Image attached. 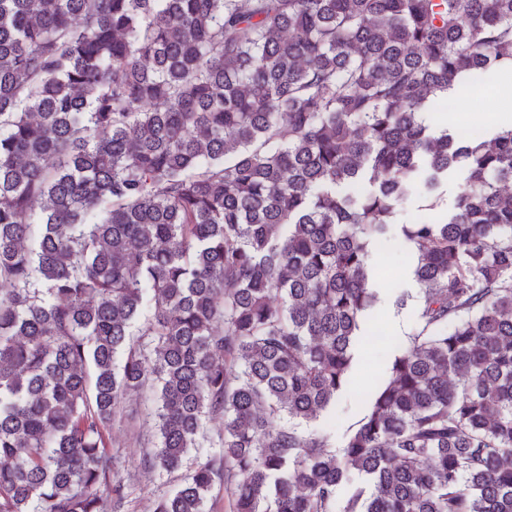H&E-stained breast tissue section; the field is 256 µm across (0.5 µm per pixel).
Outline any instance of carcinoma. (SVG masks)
I'll list each match as a JSON object with an SVG mask.
<instances>
[{
  "instance_id": "carcinoma-1",
  "label": "carcinoma",
  "mask_w": 512,
  "mask_h": 512,
  "mask_svg": "<svg viewBox=\"0 0 512 512\" xmlns=\"http://www.w3.org/2000/svg\"><path fill=\"white\" fill-rule=\"evenodd\" d=\"M491 71L512 0H0V512H121L144 392L152 512H512V124L439 121ZM419 186L415 331L335 448ZM465 173L461 168H455L448 171V178L443 179L436 190L438 194L440 207L437 210L439 214H448L453 210L455 198L460 186L464 182ZM355 389L344 391L336 400V405L317 420L310 422V428L329 435L330 443L340 447L348 432L363 417V399ZM144 412L136 423L116 420L109 431L112 453L121 457V475L133 491L131 502L122 511L149 512L154 496L171 492L180 483L176 475L168 476L158 470L147 472L140 467V458L154 448L153 418Z\"/></svg>"
}]
</instances>
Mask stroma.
Instances as JSON below:
<instances>
[{"label":"stroma","mask_w":512,"mask_h":512,"mask_svg":"<svg viewBox=\"0 0 512 512\" xmlns=\"http://www.w3.org/2000/svg\"><path fill=\"white\" fill-rule=\"evenodd\" d=\"M464 100L467 109L457 112V120L478 128L503 123L492 84L465 95ZM422 200V194L417 193L402 204L395 224L388 226L371 253L378 291L371 322L382 329L386 340L377 346L357 348L353 389L344 391L332 409L311 422V429L328 434L333 446H341L351 428L363 417V392L372 390L377 382L385 379L396 351L414 329L419 286L413 275L410 248L401 237L400 227L419 214ZM109 442L113 453L122 460L121 475L132 489L127 512H149L154 496L178 486L179 477L157 470L148 472L140 466L141 457L151 451L156 442L150 415H143L134 423L115 421L109 431Z\"/></svg>","instance_id":"35a3bbf8"}]
</instances>
